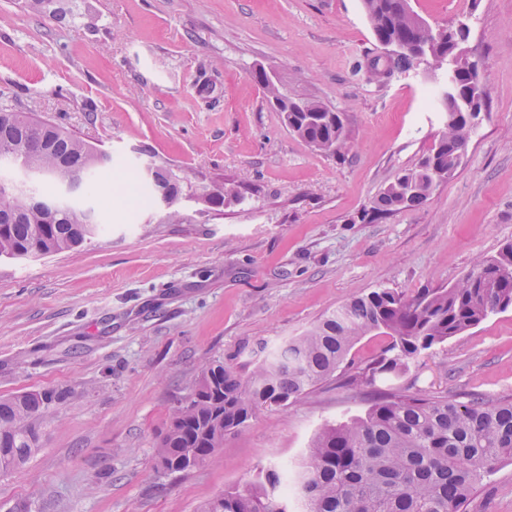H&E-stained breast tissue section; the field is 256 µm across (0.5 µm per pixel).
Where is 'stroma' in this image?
Returning <instances> with one entry per match:
<instances>
[{
    "mask_svg": "<svg viewBox=\"0 0 512 512\" xmlns=\"http://www.w3.org/2000/svg\"><path fill=\"white\" fill-rule=\"evenodd\" d=\"M432 25L465 22L485 91L457 174L422 205L371 221L379 191L432 146L443 79L386 66L362 0H0V107L57 123L110 162L112 204L82 247L0 258V399L67 400L36 422L40 449L0 472V512H200L259 470L297 468L317 430L381 393L512 398V310L423 352L408 371L346 380L391 342L361 337L300 401L262 408L205 463L160 471L156 447L207 365L250 374L345 301L447 288L512 241V0H412ZM342 112L356 144L325 156L289 132L253 74ZM152 164L186 189L236 182L218 210L131 209ZM467 512H512V462Z\"/></svg>",
    "mask_w": 512,
    "mask_h": 512,
    "instance_id": "obj_1",
    "label": "stroma"
}]
</instances>
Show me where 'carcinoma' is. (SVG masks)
<instances>
[{
  "mask_svg": "<svg viewBox=\"0 0 512 512\" xmlns=\"http://www.w3.org/2000/svg\"><path fill=\"white\" fill-rule=\"evenodd\" d=\"M378 42L398 44L407 66L420 61L433 71L447 70L442 96L444 118L429 153L402 168L385 185L368 214L381 217L422 204L434 188L453 178L461 166L476 113L485 92L468 60L457 53L467 29L432 27L406 0H362ZM256 81L269 100L277 101L288 129L314 150L342 155L353 147L342 113L322 102L288 95L284 84L271 83L263 71ZM19 113L0 109V155L18 152L49 178L56 196L78 170L97 179L104 169L94 163L99 149L53 123L24 131ZM147 197L157 191L182 192L169 171L148 182ZM204 196L215 207L239 200L237 186L216 182ZM10 211L0 225V255L59 253L81 246L99 229L80 223L83 206L53 218L25 204L7 201ZM512 309V242L450 288L428 290L408 299L386 288L346 301L301 335L288 340L271 359L243 377L234 364L215 362L202 372L191 397L172 413L156 456L172 473L184 462L204 463L224 436L243 431L264 406L285 405L308 394L343 363L355 342L371 332L392 337L389 347L361 372L354 386L399 376L409 361L449 338ZM63 390L29 391L0 400V471L24 465L39 447L35 421L65 401ZM512 460V400L478 398L457 403L445 396L391 393L347 422L326 424L314 435L293 475L304 512H467L473 490L504 460ZM288 492L274 469L243 490L207 502L202 512H288Z\"/></svg>",
  "mask_w": 512,
  "mask_h": 512,
  "instance_id": "1",
  "label": "carcinoma"
}]
</instances>
